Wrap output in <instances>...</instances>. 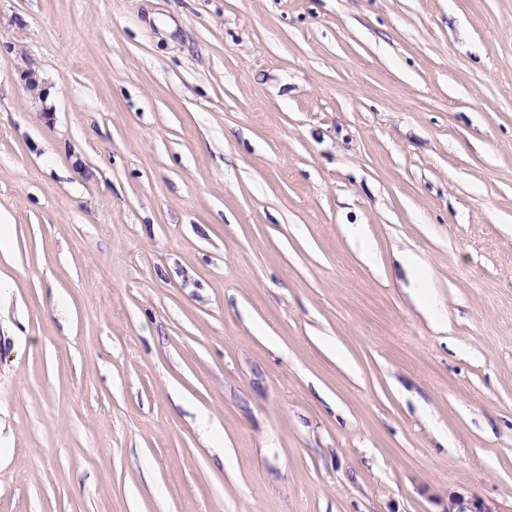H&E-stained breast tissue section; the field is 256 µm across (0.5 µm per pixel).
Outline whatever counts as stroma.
<instances>
[{"label": "stroma", "instance_id": "1", "mask_svg": "<svg viewBox=\"0 0 512 512\" xmlns=\"http://www.w3.org/2000/svg\"><path fill=\"white\" fill-rule=\"evenodd\" d=\"M0 234V512H512V0H0Z\"/></svg>", "mask_w": 512, "mask_h": 512}]
</instances>
